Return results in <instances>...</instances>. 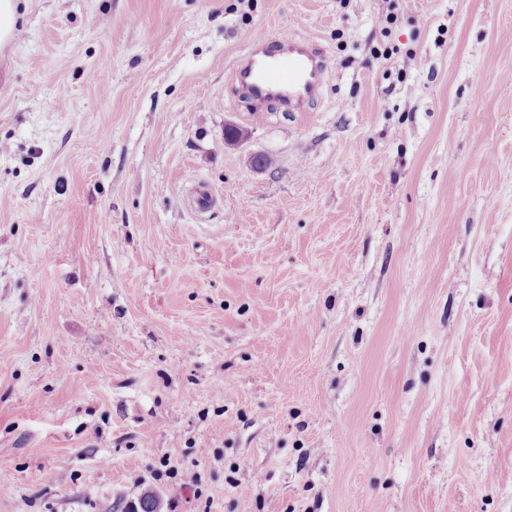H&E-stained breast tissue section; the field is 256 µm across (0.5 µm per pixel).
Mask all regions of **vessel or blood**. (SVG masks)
Wrapping results in <instances>:
<instances>
[{"instance_id":"vessel-or-blood-1","label":"vessel or blood","mask_w":512,"mask_h":512,"mask_svg":"<svg viewBox=\"0 0 512 512\" xmlns=\"http://www.w3.org/2000/svg\"><path fill=\"white\" fill-rule=\"evenodd\" d=\"M327 75L322 48L304 38L252 39L249 51L234 69V78L251 99L255 111L279 103L291 112L304 111L321 94Z\"/></svg>"}]
</instances>
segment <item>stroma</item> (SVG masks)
<instances>
[{"instance_id":"35a3bbf8","label":"stroma","mask_w":512,"mask_h":512,"mask_svg":"<svg viewBox=\"0 0 512 512\" xmlns=\"http://www.w3.org/2000/svg\"><path fill=\"white\" fill-rule=\"evenodd\" d=\"M380 2L17 0L0 512H512V0H395L407 69ZM258 32L305 111L237 94ZM327 75L322 48L310 39L260 35L234 69L235 82L251 99L254 111L277 102L288 112L305 111L321 94Z\"/></svg>"}]
</instances>
